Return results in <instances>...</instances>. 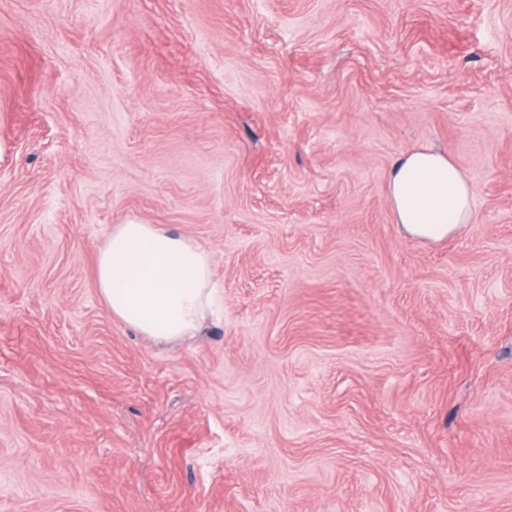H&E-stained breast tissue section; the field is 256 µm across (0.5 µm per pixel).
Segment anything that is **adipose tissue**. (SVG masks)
<instances>
[{
  "mask_svg": "<svg viewBox=\"0 0 512 512\" xmlns=\"http://www.w3.org/2000/svg\"><path fill=\"white\" fill-rule=\"evenodd\" d=\"M387 183L395 221L412 238L440 242L473 219L472 187L448 153H403ZM96 282L114 317L160 341L195 335L218 299L210 253L153 224L113 226L98 255Z\"/></svg>",
  "mask_w": 512,
  "mask_h": 512,
  "instance_id": "1",
  "label": "adipose tissue"
}]
</instances>
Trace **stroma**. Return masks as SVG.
<instances>
[{
  "instance_id": "35a3bbf8",
  "label": "stroma",
  "mask_w": 512,
  "mask_h": 512,
  "mask_svg": "<svg viewBox=\"0 0 512 512\" xmlns=\"http://www.w3.org/2000/svg\"><path fill=\"white\" fill-rule=\"evenodd\" d=\"M128 221L210 252L198 335L100 297ZM0 512H512V0H0ZM387 183L395 222L414 239L440 242L472 222V187L448 152L425 148L401 154Z\"/></svg>"
}]
</instances>
